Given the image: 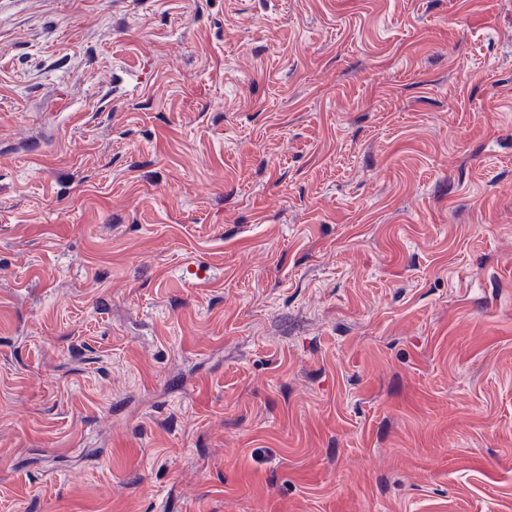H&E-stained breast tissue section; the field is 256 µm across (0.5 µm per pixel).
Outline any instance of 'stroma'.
<instances>
[{"label":"stroma","instance_id":"1","mask_svg":"<svg viewBox=\"0 0 512 512\" xmlns=\"http://www.w3.org/2000/svg\"><path fill=\"white\" fill-rule=\"evenodd\" d=\"M0 512H512V0H0Z\"/></svg>","mask_w":512,"mask_h":512}]
</instances>
